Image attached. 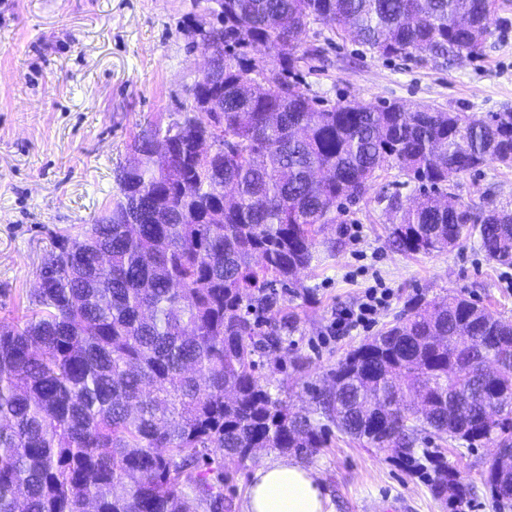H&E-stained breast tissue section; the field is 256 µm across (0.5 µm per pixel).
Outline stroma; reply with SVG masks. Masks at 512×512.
<instances>
[{
	"label": "stroma",
	"mask_w": 512,
	"mask_h": 512,
	"mask_svg": "<svg viewBox=\"0 0 512 512\" xmlns=\"http://www.w3.org/2000/svg\"><path fill=\"white\" fill-rule=\"evenodd\" d=\"M479 56L454 62L384 58L316 23L302 36L311 54L298 80L314 103L431 105L484 115L512 108V0ZM211 0H0V319L23 312L53 232L92 223L117 192L135 137L177 119L204 59L189 49L193 28ZM419 194L398 170L338 216L336 250L304 271L308 289L295 299L298 329L280 358L263 360L259 375L288 393L293 408L309 407L337 362L403 309L408 300L452 292L476 299L512 320V264L489 260L472 241L452 251L409 255L388 243L380 189ZM455 201L478 204L486 194L512 205V168L491 161L457 179ZM392 296L371 330L337 333L340 312L369 288ZM460 481L478 487L456 512H495L482 486L493 457L486 442L466 447L449 437L422 435ZM261 451L229 465L225 497L245 512L257 467L276 458ZM301 465L314 470L333 512H449L424 476L329 426L324 448Z\"/></svg>",
	"instance_id": "1"
}]
</instances>
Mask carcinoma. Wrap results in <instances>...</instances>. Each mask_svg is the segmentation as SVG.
<instances>
[{
  "instance_id": "carcinoma-1",
  "label": "carcinoma",
  "mask_w": 512,
  "mask_h": 512,
  "mask_svg": "<svg viewBox=\"0 0 512 512\" xmlns=\"http://www.w3.org/2000/svg\"><path fill=\"white\" fill-rule=\"evenodd\" d=\"M215 67L183 115L134 141L139 168L93 224L51 238L25 312L0 320V512H229L224 463L254 448L311 455L324 418L409 465L423 433L512 452V321L463 294L407 309L338 362L316 409L295 411L257 375L298 328L290 303L329 225L381 173L423 188L385 192L389 241L407 254L474 240L512 263V211L439 205L448 183L512 166V111L485 116L397 104L319 108L294 81L313 23L383 57L455 61L482 51L496 0H220ZM275 53L252 87L248 48ZM209 103L207 112L197 111ZM196 134L223 142L200 158ZM170 145L174 164L152 153ZM433 494L472 495L442 459ZM486 485L512 509V467Z\"/></svg>"
}]
</instances>
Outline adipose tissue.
Returning a JSON list of instances; mask_svg holds the SVG:
<instances>
[{
	"label": "adipose tissue",
	"instance_id": "1",
	"mask_svg": "<svg viewBox=\"0 0 512 512\" xmlns=\"http://www.w3.org/2000/svg\"><path fill=\"white\" fill-rule=\"evenodd\" d=\"M245 512H331V504L313 470L269 460L253 473Z\"/></svg>",
	"mask_w": 512,
	"mask_h": 512
}]
</instances>
